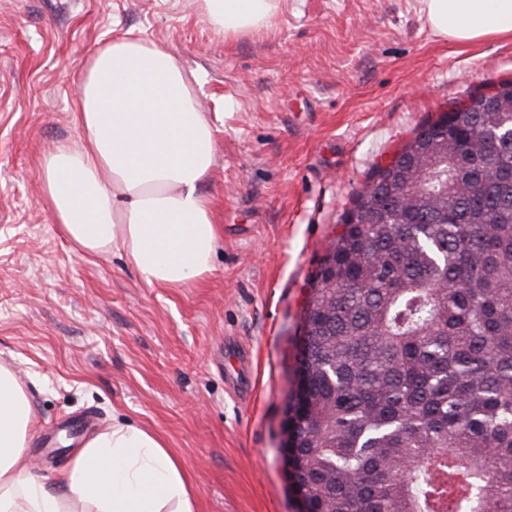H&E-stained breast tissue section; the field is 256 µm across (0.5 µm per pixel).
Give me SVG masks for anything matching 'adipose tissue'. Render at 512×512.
I'll list each match as a JSON object with an SVG mask.
<instances>
[{"label":"adipose tissue","mask_w":512,"mask_h":512,"mask_svg":"<svg viewBox=\"0 0 512 512\" xmlns=\"http://www.w3.org/2000/svg\"><path fill=\"white\" fill-rule=\"evenodd\" d=\"M282 0H198L236 37L270 27ZM433 33L455 43L512 34V0H422ZM80 144L41 160L54 223L85 258L120 254L148 285L180 288L213 269L220 240L201 186L215 128L164 44L112 40L77 87ZM31 404L0 366V512H197L182 463L154 431L119 421L91 435L53 477L19 469Z\"/></svg>","instance_id":"1"}]
</instances>
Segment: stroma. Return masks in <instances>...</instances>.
I'll list each match as a JSON object with an SVG mask.
<instances>
[{
	"label": "stroma",
	"instance_id": "1",
	"mask_svg": "<svg viewBox=\"0 0 512 512\" xmlns=\"http://www.w3.org/2000/svg\"><path fill=\"white\" fill-rule=\"evenodd\" d=\"M127 34L170 46L216 125L223 234L188 288L80 257L39 190L43 152L80 139L90 56ZM510 79L512 35L448 42L420 0H287L237 39L196 0H0V365L32 406L26 463L54 475L118 420L164 440L199 512H299L283 444L309 279L375 166Z\"/></svg>",
	"mask_w": 512,
	"mask_h": 512
}]
</instances>
